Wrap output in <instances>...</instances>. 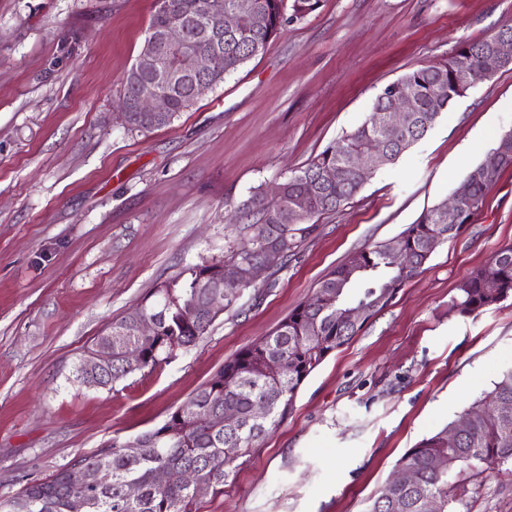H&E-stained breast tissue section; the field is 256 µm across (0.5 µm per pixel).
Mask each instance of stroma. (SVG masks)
I'll use <instances>...</instances> for the list:
<instances>
[{"label": "stroma", "instance_id": "obj_1", "mask_svg": "<svg viewBox=\"0 0 512 512\" xmlns=\"http://www.w3.org/2000/svg\"><path fill=\"white\" fill-rule=\"evenodd\" d=\"M156 0H0V497L161 425L271 334L354 252L448 199L512 131V66L472 87L313 229L271 287L244 291L153 373L83 384L80 354L185 266L239 242L230 221L370 115L391 82L512 26V0H321L178 114L128 129L118 108ZM512 243V169L459 235L300 386L292 413L228 465L198 512H365L398 460L512 368V298L449 312ZM457 512H512V473L454 479Z\"/></svg>", "mask_w": 512, "mask_h": 512}]
</instances>
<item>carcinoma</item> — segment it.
<instances>
[{"instance_id":"cac0c4a2","label":"carcinoma","mask_w":512,"mask_h":512,"mask_svg":"<svg viewBox=\"0 0 512 512\" xmlns=\"http://www.w3.org/2000/svg\"><path fill=\"white\" fill-rule=\"evenodd\" d=\"M253 12L264 18L257 26L250 17L242 19L239 29L231 34L203 36L199 21H214L220 11L234 9L238 0H158L147 36L162 34L172 25L185 29V48L197 49L211 57L205 79L217 85L224 77L264 49L282 25L314 12L320 0H291V14L285 15V0H250ZM492 38L462 43L446 61L414 69L397 80L399 88L411 92L418 112L413 128L387 134L382 128L387 99L376 97L373 112L353 132L329 144L306 164L295 169L281 184L277 196L254 194L242 204V212L251 223L243 225L246 243L228 246L224 262L252 260L269 246H277L283 257L297 248L299 241L311 231L307 221L334 212L352 200L364 181L354 176L339 179L334 185L318 180L324 167L344 168L351 156L362 152H381L387 164L395 163L416 141L421 139L439 115L458 98L455 90L457 74L474 69L493 75L501 69L492 49ZM448 86V96L437 101L433 91ZM147 87L168 99V112L153 116L139 111L135 103ZM197 101L194 80L173 84L155 81L147 71L133 64L125 76L121 111L128 127L144 131L164 126ZM512 168V153L496 167L479 163L469 170L468 197L461 202L463 219L459 224L441 220L447 203L424 212L410 224L399 239L411 254V264H396L387 243L355 252L330 272L315 294L298 305L270 335L241 350L224 363L219 374L224 384L215 388L203 384L192 395L189 409L172 412L158 427L133 437L139 451H126L129 440H112V446L75 460L70 467L51 478L26 485L15 495L0 499V512H70L71 498L79 492L92 497L90 512H195L194 491L183 480L192 471L210 485L212 492H224L230 460L225 449L232 448L236 457L250 455L265 437L293 410L297 392L305 379L334 350L348 343L369 319L386 308L398 288L421 273L432 255L429 246L458 236L483 203L485 192L502 171ZM308 196L306 206L295 203L301 194ZM220 262L211 261L186 267L174 278L161 283L145 301L122 317L112 321V334L96 338L84 354L112 341V375L106 388L142 371L153 372L171 362L181 350L193 346L218 319L205 309L215 296L223 299V310L234 308L243 291L250 288L221 285ZM512 296V245H505L476 269L457 288L449 301V311L460 316L478 315ZM365 301L372 309L358 321H345L346 307ZM144 315L157 318L153 336H141L138 319ZM280 360L282 371L267 372L268 362ZM266 402L268 414L258 418L253 407ZM238 415L234 426L222 423L224 410ZM469 423L464 435L454 446L448 444L450 423L443 429L408 449L397 467L407 468L414 480L397 484L386 480L369 501L366 512H425L424 503L435 499L440 512H448L455 502L457 486L450 484L452 474L470 470L476 464L502 467L512 464V369L502 373L494 388L464 411ZM112 459V484H97L96 473L102 453ZM165 470L169 480L164 485L155 481V473ZM135 487L129 496L126 490Z\"/></svg>"}]
</instances>
